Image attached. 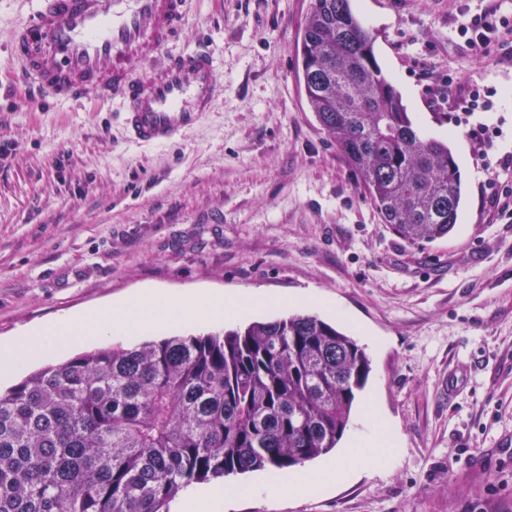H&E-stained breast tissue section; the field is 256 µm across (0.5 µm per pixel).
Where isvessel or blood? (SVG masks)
<instances>
[{
	"label": "vessel or blood",
	"instance_id": "1",
	"mask_svg": "<svg viewBox=\"0 0 512 512\" xmlns=\"http://www.w3.org/2000/svg\"><path fill=\"white\" fill-rule=\"evenodd\" d=\"M32 3L10 54L34 97L117 106L131 141L161 146L198 126L223 92L209 44L172 47L191 0Z\"/></svg>",
	"mask_w": 512,
	"mask_h": 512
}]
</instances>
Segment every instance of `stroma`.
<instances>
[{"mask_svg": "<svg viewBox=\"0 0 512 512\" xmlns=\"http://www.w3.org/2000/svg\"><path fill=\"white\" fill-rule=\"evenodd\" d=\"M311 0H195L176 48L208 40L224 96L176 142H128L118 112L39 104L6 45L31 0H0V340L146 286L253 289L363 347L362 390L398 452L319 494L227 512H512V223L457 119L471 89L512 152V32L488 53L457 28L487 0H352L376 60L461 175L453 232L420 247L386 224L310 111L299 41ZM452 78L443 110L424 84ZM459 373L454 399L442 385Z\"/></svg>", "mask_w": 512, "mask_h": 512, "instance_id": "obj_1", "label": "stroma"}]
</instances>
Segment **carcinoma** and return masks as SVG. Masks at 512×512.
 <instances>
[{
    "label": "carcinoma",
    "instance_id": "obj_1",
    "mask_svg": "<svg viewBox=\"0 0 512 512\" xmlns=\"http://www.w3.org/2000/svg\"><path fill=\"white\" fill-rule=\"evenodd\" d=\"M299 50L308 107L383 223L412 245L447 238L459 168L351 0H311ZM369 372L351 337L302 313L83 352L0 393V512H161L194 483L302 466L337 447Z\"/></svg>",
    "mask_w": 512,
    "mask_h": 512
}]
</instances>
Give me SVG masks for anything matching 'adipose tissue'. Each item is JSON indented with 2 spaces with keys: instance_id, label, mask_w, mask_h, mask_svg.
Returning a JSON list of instances; mask_svg holds the SVG:
<instances>
[{
  "instance_id": "1",
  "label": "adipose tissue",
  "mask_w": 512,
  "mask_h": 512,
  "mask_svg": "<svg viewBox=\"0 0 512 512\" xmlns=\"http://www.w3.org/2000/svg\"><path fill=\"white\" fill-rule=\"evenodd\" d=\"M364 414L369 433L359 439L357 455L250 483L230 481L205 488L188 487L172 502L171 512H224L226 504L234 498L262 494L307 496L344 482L362 469L382 466L387 454L397 446L394 424L380 410L376 399L368 400Z\"/></svg>"
}]
</instances>
